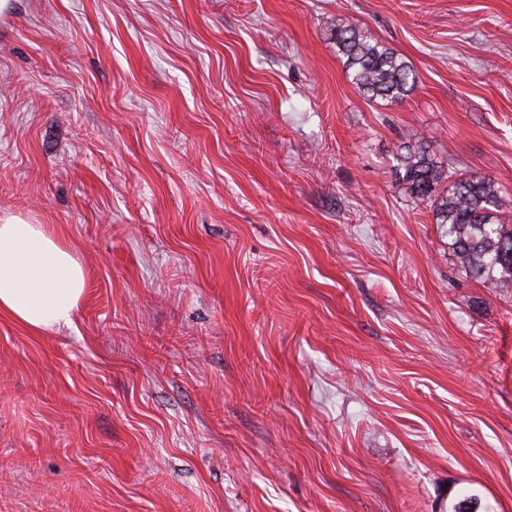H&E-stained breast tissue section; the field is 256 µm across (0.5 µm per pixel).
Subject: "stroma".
Wrapping results in <instances>:
<instances>
[{
    "instance_id": "stroma-1",
    "label": "stroma",
    "mask_w": 512,
    "mask_h": 512,
    "mask_svg": "<svg viewBox=\"0 0 512 512\" xmlns=\"http://www.w3.org/2000/svg\"><path fill=\"white\" fill-rule=\"evenodd\" d=\"M418 139L512 199V0H12L0 214L87 291L0 315V512H512V291L399 182ZM331 35L350 82L370 99L401 103L415 89L418 75L393 48L342 20L333 24Z\"/></svg>"
}]
</instances>
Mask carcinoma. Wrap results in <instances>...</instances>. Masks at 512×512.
Returning <instances> with one entry per match:
<instances>
[{
	"label": "carcinoma",
	"mask_w": 512,
	"mask_h": 512,
	"mask_svg": "<svg viewBox=\"0 0 512 512\" xmlns=\"http://www.w3.org/2000/svg\"><path fill=\"white\" fill-rule=\"evenodd\" d=\"M331 35L345 58L350 82L369 98L401 103L415 89L418 75L393 48L342 20L333 25ZM397 170L411 195L433 210L461 267L476 280L511 290L512 202L495 181L445 169L418 142L398 155ZM464 502L470 512H494L475 494L459 497L451 512H460Z\"/></svg>",
	"instance_id": "1"
}]
</instances>
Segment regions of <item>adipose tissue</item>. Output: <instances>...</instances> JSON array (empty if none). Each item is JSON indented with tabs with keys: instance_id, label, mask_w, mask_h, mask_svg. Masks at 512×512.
<instances>
[{
	"instance_id": "ef3b65f1",
	"label": "adipose tissue",
	"mask_w": 512,
	"mask_h": 512,
	"mask_svg": "<svg viewBox=\"0 0 512 512\" xmlns=\"http://www.w3.org/2000/svg\"><path fill=\"white\" fill-rule=\"evenodd\" d=\"M85 288V271L59 232L0 215L1 314L38 334L69 324Z\"/></svg>"
}]
</instances>
